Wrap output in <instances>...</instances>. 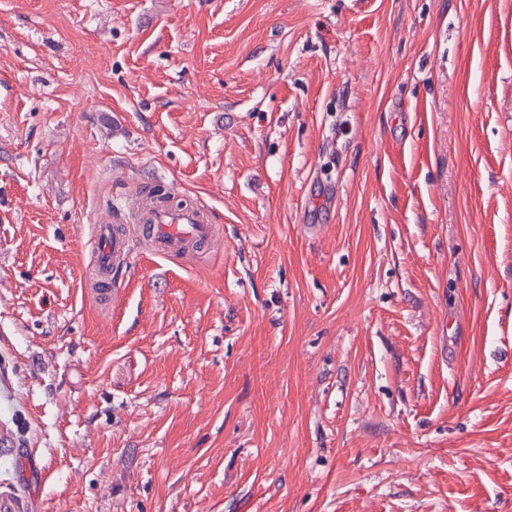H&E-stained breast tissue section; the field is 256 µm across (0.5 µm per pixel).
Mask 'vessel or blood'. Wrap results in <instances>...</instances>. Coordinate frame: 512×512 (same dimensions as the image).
<instances>
[{"mask_svg": "<svg viewBox=\"0 0 512 512\" xmlns=\"http://www.w3.org/2000/svg\"><path fill=\"white\" fill-rule=\"evenodd\" d=\"M131 221L143 225L147 234L166 252H179L214 238V227L206 211L199 207L171 209L160 206L147 212L140 210L132 215ZM95 232L99 243L97 275L104 283L112 277L113 264L128 262L131 252L129 235L112 224L96 225Z\"/></svg>", "mask_w": 512, "mask_h": 512, "instance_id": "1", "label": "vessel or blood"}]
</instances>
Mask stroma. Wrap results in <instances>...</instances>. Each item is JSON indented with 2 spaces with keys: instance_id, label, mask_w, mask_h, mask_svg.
<instances>
[{
  "instance_id": "stroma-1",
  "label": "stroma",
  "mask_w": 512,
  "mask_h": 512,
  "mask_svg": "<svg viewBox=\"0 0 512 512\" xmlns=\"http://www.w3.org/2000/svg\"><path fill=\"white\" fill-rule=\"evenodd\" d=\"M2 495L512 512V0H0ZM130 222L143 225L146 233L166 252L183 251L214 239V227L200 207L160 206L147 212L142 208L132 215ZM117 225L97 224L95 232L99 243L96 259L97 275L100 283L112 278V265L118 262L128 264L130 256L129 232L118 231Z\"/></svg>"
}]
</instances>
